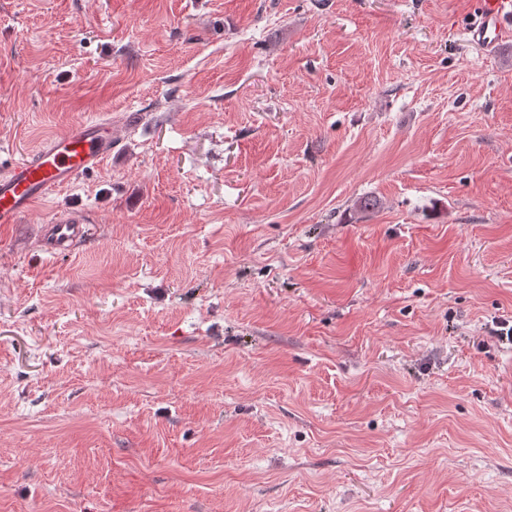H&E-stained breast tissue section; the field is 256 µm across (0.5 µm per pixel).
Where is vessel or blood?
Here are the masks:
<instances>
[{
	"mask_svg": "<svg viewBox=\"0 0 512 512\" xmlns=\"http://www.w3.org/2000/svg\"><path fill=\"white\" fill-rule=\"evenodd\" d=\"M480 21L471 30L473 41L493 48L512 36V0H477ZM112 154V124L102 119L79 122L48 141L29 160L0 173V225L18 224L35 204L82 174L98 168ZM50 254L80 241L85 230L79 217L64 214L41 225Z\"/></svg>",
	"mask_w": 512,
	"mask_h": 512,
	"instance_id": "1",
	"label": "vessel or blood"
}]
</instances>
